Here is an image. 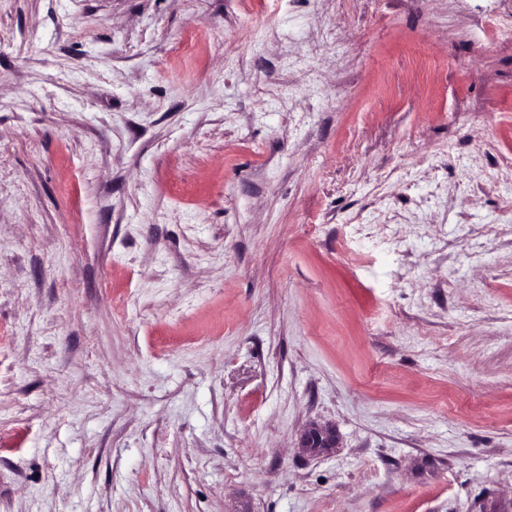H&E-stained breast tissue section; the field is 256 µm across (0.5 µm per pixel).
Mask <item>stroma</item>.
<instances>
[{"instance_id":"35a3bbf8","label":"stroma","mask_w":512,"mask_h":512,"mask_svg":"<svg viewBox=\"0 0 512 512\" xmlns=\"http://www.w3.org/2000/svg\"><path fill=\"white\" fill-rule=\"evenodd\" d=\"M507 21L0 0V512H512Z\"/></svg>"}]
</instances>
